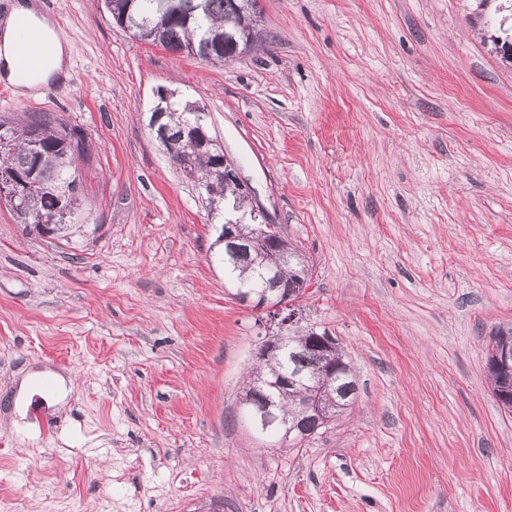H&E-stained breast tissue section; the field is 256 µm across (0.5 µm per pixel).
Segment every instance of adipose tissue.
<instances>
[{
	"label": "adipose tissue",
	"instance_id": "obj_1",
	"mask_svg": "<svg viewBox=\"0 0 512 512\" xmlns=\"http://www.w3.org/2000/svg\"><path fill=\"white\" fill-rule=\"evenodd\" d=\"M20 15L29 18L46 36L54 40L53 53L39 62L29 78L20 83L21 94L34 95L44 84L65 69L68 47L64 41L56 39L52 23L47 18L38 16L33 5L23 0L22 4L15 6L11 15L0 22V75L5 79H15L16 58L21 41L16 18Z\"/></svg>",
	"mask_w": 512,
	"mask_h": 512
}]
</instances>
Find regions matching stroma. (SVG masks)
Segmentation results:
<instances>
[{
  "label": "stroma",
  "mask_w": 512,
  "mask_h": 512,
  "mask_svg": "<svg viewBox=\"0 0 512 512\" xmlns=\"http://www.w3.org/2000/svg\"><path fill=\"white\" fill-rule=\"evenodd\" d=\"M56 5L72 82L0 115L93 150L68 239L0 202V512H512L486 368L512 326V0H260L265 47L225 63ZM162 89L312 268L303 321L358 390L307 441L246 419L262 315L224 278L223 212L151 134ZM35 371L68 395L34 394L24 440Z\"/></svg>",
  "instance_id": "1"
}]
</instances>
